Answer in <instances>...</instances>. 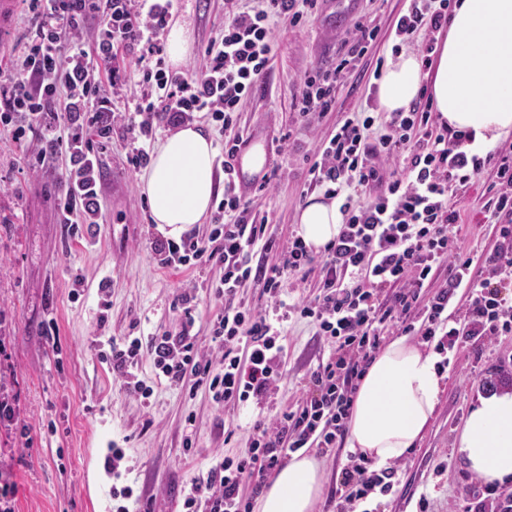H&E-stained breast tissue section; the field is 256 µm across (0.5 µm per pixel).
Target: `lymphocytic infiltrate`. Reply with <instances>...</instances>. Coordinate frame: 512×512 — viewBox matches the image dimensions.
<instances>
[{
    "instance_id": "1",
    "label": "lymphocytic infiltrate",
    "mask_w": 512,
    "mask_h": 512,
    "mask_svg": "<svg viewBox=\"0 0 512 512\" xmlns=\"http://www.w3.org/2000/svg\"><path fill=\"white\" fill-rule=\"evenodd\" d=\"M29 17L26 44L12 72L0 70V132L13 141H36L38 163L66 157L59 208L66 224L95 226L102 221V166L96 145L111 141L114 127L134 138L151 139L157 128H177L203 113L224 130V197L208 236L188 235L153 243L161 267L218 268L211 291L220 307L210 321V348L194 331V289L178 306V330L148 338L126 336L113 343L112 374L127 391L148 404L150 386L137 379L140 353H149L160 377L180 386L193 380L219 405L266 404L282 377L286 324L304 319L333 345L327 360L310 374V387L297 410L257 421L243 456L216 457L205 475L182 494L183 512H250L244 483L262 484L290 453L303 448L340 447L358 382L382 342L384 332H417L438 352L464 337L492 343L512 333V152L500 148L477 154L466 135L437 124L430 105L386 115L383 131L373 117L344 118L334 137L320 141L309 169L310 189L328 196L382 185L365 203L346 200V221L336 240L314 254L301 237L276 247L265 219L249 214L237 190L232 159L243 143L238 129L241 101L268 71L275 25L302 27L316 18L320 0H264V8L229 13L224 27L204 51L199 70L179 75L164 65L162 35L175 0H24ZM449 0H409L394 26L403 45H420L422 30L448 26ZM378 38L365 16H356L351 37L334 67L306 73L294 99L303 119L331 111L336 87ZM132 54L135 71L121 68L119 52ZM133 88L132 110L115 117L114 90ZM401 158L405 176L386 180L383 165ZM495 175L496 194L485 204L483 223L495 225L499 244L492 251H461L455 226L460 212L448 198L450 186L478 181L485 169ZM275 252L271 263L252 264L255 248ZM481 268L474 279L473 268ZM447 269L445 281L436 274ZM319 278L312 295L289 299L290 281ZM260 283L267 306L247 307L236 297L246 283ZM466 293L464 315L448 309ZM397 470L371 469L360 461L345 469L343 499L353 502L388 494Z\"/></svg>"
}]
</instances>
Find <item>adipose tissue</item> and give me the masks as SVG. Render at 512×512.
<instances>
[{
	"label": "adipose tissue",
	"mask_w": 512,
	"mask_h": 512,
	"mask_svg": "<svg viewBox=\"0 0 512 512\" xmlns=\"http://www.w3.org/2000/svg\"><path fill=\"white\" fill-rule=\"evenodd\" d=\"M429 90L450 129L470 131L477 149L512 134V0H454L448 32L431 71L414 54L391 58L377 89L382 112H403ZM216 148L200 128L187 125L160 140L142 177L157 230L180 239L201 223L220 187ZM338 199L314 195L298 216V233L314 250L339 235ZM438 355L409 336L392 339L363 376L347 422L346 446L376 466L406 456L427 432L443 391ZM456 455L485 482L512 483V391L479 397L456 440ZM326 482L321 463L296 453L268 481L255 512H314Z\"/></svg>",
	"instance_id": "obj_1"
}]
</instances>
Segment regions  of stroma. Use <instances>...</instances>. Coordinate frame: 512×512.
Wrapping results in <instances>:
<instances>
[{
  "mask_svg": "<svg viewBox=\"0 0 512 512\" xmlns=\"http://www.w3.org/2000/svg\"><path fill=\"white\" fill-rule=\"evenodd\" d=\"M408 0H325L321 13L303 28L279 24L273 59L258 89L239 110L244 139L279 145L268 190L252 194L250 208L266 216L269 235L286 244L298 229L297 216L308 199L309 169L318 141L332 138L338 122L354 112L376 111V68L386 67L395 39L391 33ZM232 9L230 0H181L175 17L187 23L190 52L185 69L198 68L204 48ZM379 30L373 48L336 89L332 111L303 120L292 102L301 77L335 65L342 41L358 14ZM22 0L0 22V69L10 70L23 48L27 29ZM131 139L114 132L102 152L114 177L103 180L104 222L95 234L77 239L62 224L56 207L64 159L37 173L22 169L36 156L35 143L19 149L0 134V381L18 398L20 422L31 431L24 446L0 431V462L14 473L15 512H115L113 488L131 486L128 512H180L185 487L202 476L213 456L245 453L255 420L270 410L296 409L308 377L331 349L304 320L288 323L283 377L272 409L255 403L219 406L205 388L169 386L159 379L149 354L135 372L153 389L150 406L129 396L105 358L112 339L155 330H176L181 319L173 304L188 279H196L195 332L209 334V318L219 304L209 286L220 270L194 274L159 268L151 249L159 232L153 224L139 173L127 156ZM490 175L448 196L460 209L457 237L463 251L488 252L496 245L493 227L476 223L486 201ZM55 321L56 340L41 336ZM449 376L425 437L402 458L399 483L383 496L377 512H483L501 494L466 470L453 452L464 418L485 383L512 375V333L490 345L460 341L447 354ZM193 427H186V416ZM192 448H184L185 435ZM124 448L120 477L104 468L111 446Z\"/></svg>",
  "mask_w": 512,
  "mask_h": 512,
  "instance_id": "stroma-1",
  "label": "stroma"
}]
</instances>
